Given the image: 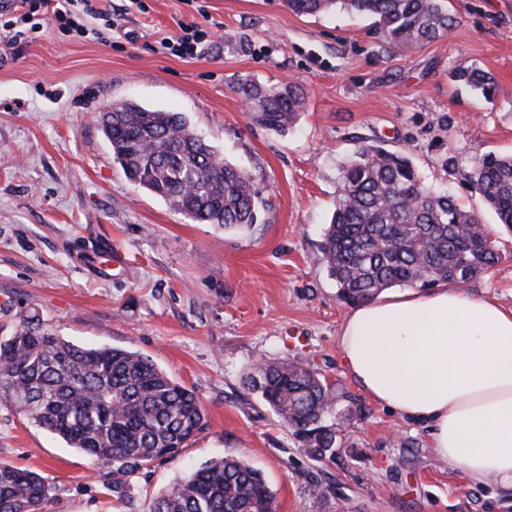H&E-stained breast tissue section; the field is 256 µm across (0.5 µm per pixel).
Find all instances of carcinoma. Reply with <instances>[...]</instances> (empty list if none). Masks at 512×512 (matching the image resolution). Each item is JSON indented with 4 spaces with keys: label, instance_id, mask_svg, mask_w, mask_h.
Instances as JSON below:
<instances>
[{
    "label": "carcinoma",
    "instance_id": "carcinoma-1",
    "mask_svg": "<svg viewBox=\"0 0 512 512\" xmlns=\"http://www.w3.org/2000/svg\"><path fill=\"white\" fill-rule=\"evenodd\" d=\"M300 15L344 11L374 19L388 44L408 49L448 35L456 18L445 0H288ZM454 78L485 98L489 74L461 66ZM252 119L291 127L305 110L291 83L237 85ZM98 122L126 176L193 222L242 230L257 223L264 201L247 172L190 129L179 112L115 102ZM472 192L512 232V154L482 155L467 175ZM480 217L437 193L402 151L359 147L340 167L330 223L319 244L338 297L367 302L395 286H457L494 267ZM248 389L258 393L315 460L336 457L345 437L336 427L349 397L322 373L286 359L258 365ZM0 402L36 426L125 473L180 449L205 427L195 393L149 357L118 347H83L27 317L0 338ZM49 488L38 473L0 463V512H43ZM263 473L236 456L212 460L158 496L149 512H277Z\"/></svg>",
    "mask_w": 512,
    "mask_h": 512
}]
</instances>
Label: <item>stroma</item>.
I'll use <instances>...</instances> for the list:
<instances>
[{
  "instance_id": "obj_1",
  "label": "stroma",
  "mask_w": 512,
  "mask_h": 512,
  "mask_svg": "<svg viewBox=\"0 0 512 512\" xmlns=\"http://www.w3.org/2000/svg\"><path fill=\"white\" fill-rule=\"evenodd\" d=\"M112 6V43L48 22L0 64V332L33 316L74 344L148 356L195 392L207 426L175 458L117 478L0 403V463L47 479L45 512H149L191 470L227 455L264 473L278 512H512L511 492L468 486L435 458L425 429L354 383L337 346L350 306L319 249L340 166L366 144L402 150L496 240L501 261L467 293L512 309V234L466 180L482 154H512V0H448L457 18L448 37L406 50L370 19L299 15L286 0ZM183 23L211 31L213 44L192 59L160 53ZM464 63L494 77L493 98L453 80ZM245 78L296 84L305 112L283 132L253 123L235 91ZM120 101L183 113L254 178L265 201L258 223L196 224L131 182L96 120ZM115 253L121 265L110 263ZM275 357L310 366L361 404L335 461L308 457L247 391V374ZM316 483L324 496H312Z\"/></svg>"
}]
</instances>
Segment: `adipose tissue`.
I'll list each match as a JSON object with an SVG mask.
<instances>
[{
  "mask_svg": "<svg viewBox=\"0 0 512 512\" xmlns=\"http://www.w3.org/2000/svg\"><path fill=\"white\" fill-rule=\"evenodd\" d=\"M339 351L366 395L429 432L437 460L512 492V309L445 283L380 296L346 315Z\"/></svg>",
  "mask_w": 512,
  "mask_h": 512,
  "instance_id": "ef3b65f1",
  "label": "adipose tissue"
}]
</instances>
